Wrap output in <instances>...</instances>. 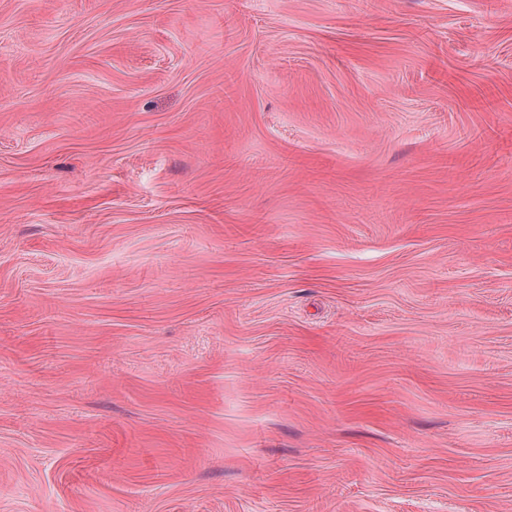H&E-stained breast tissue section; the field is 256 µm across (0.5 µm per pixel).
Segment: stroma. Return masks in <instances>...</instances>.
Here are the masks:
<instances>
[{"label": "stroma", "instance_id": "35a3bbf8", "mask_svg": "<svg viewBox=\"0 0 512 512\" xmlns=\"http://www.w3.org/2000/svg\"><path fill=\"white\" fill-rule=\"evenodd\" d=\"M0 512H512V0H0Z\"/></svg>", "mask_w": 512, "mask_h": 512}]
</instances>
